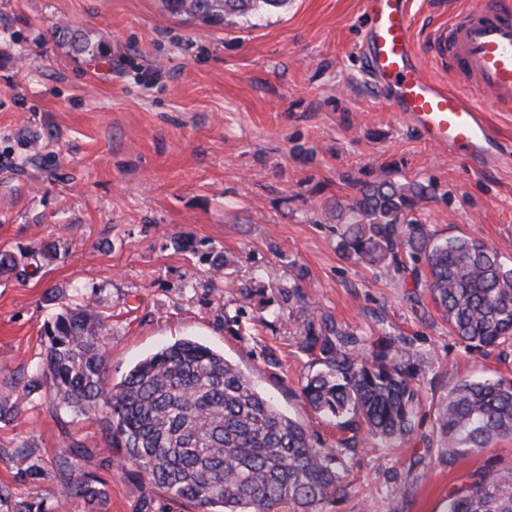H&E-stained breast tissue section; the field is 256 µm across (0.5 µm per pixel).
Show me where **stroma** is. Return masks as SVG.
<instances>
[{
  "label": "stroma",
  "mask_w": 512,
  "mask_h": 512,
  "mask_svg": "<svg viewBox=\"0 0 512 512\" xmlns=\"http://www.w3.org/2000/svg\"><path fill=\"white\" fill-rule=\"evenodd\" d=\"M365 25L363 0H288L222 28L161 0H0V252L57 247L36 277L0 276V400L20 408L0 420V512H89L72 493L89 466L102 512H197L115 469L101 421L51 408L45 328L77 297L105 319L109 384L193 339L327 446L335 421L300 397L323 369L304 336L338 326L408 351L413 432L344 455L347 491L321 512H444L470 474L512 467V436L451 461L435 428L449 385L512 379V346L485 354L450 333L423 262L341 247L363 184L417 182L429 193L413 217L434 239H478L512 263V168L478 169L392 112L353 52ZM59 27L101 59L73 53ZM71 448L89 464L62 480L54 462Z\"/></svg>",
  "instance_id": "1"
}]
</instances>
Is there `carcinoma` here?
<instances>
[{
	"instance_id": "cac0c4a2",
	"label": "carcinoma",
	"mask_w": 512,
	"mask_h": 512,
	"mask_svg": "<svg viewBox=\"0 0 512 512\" xmlns=\"http://www.w3.org/2000/svg\"><path fill=\"white\" fill-rule=\"evenodd\" d=\"M167 12L219 26L234 18L259 19L288 0H162ZM71 49L92 61L99 45L63 33ZM426 188L393 182L366 184L347 208L342 247L368 262L401 253L425 263L426 283L449 328L468 346L492 351L512 345V266L481 240L435 242L424 225L404 221ZM57 254L46 244L32 254L0 253V274L26 279L36 258ZM105 319L91 304L63 307L45 329L41 374L56 409L102 416L109 446L123 454L116 467L133 470L172 497L203 512H274L283 501L295 512H318L346 491L341 462L295 419L263 395L224 354L192 340L160 348L138 361L125 379L109 385ZM302 349L326 366L306 379L302 395L316 413L352 432L339 441L410 435L420 401L405 352L390 345L357 346L341 328L306 336ZM435 425L448 461L512 434V380L463 381L448 387ZM82 460L73 449L56 462L63 477ZM93 472L74 496L93 512L105 505ZM446 512H512V468L476 472L448 493Z\"/></svg>"
}]
</instances>
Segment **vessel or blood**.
<instances>
[{"label":"vessel or blood","instance_id":"obj_1","mask_svg":"<svg viewBox=\"0 0 512 512\" xmlns=\"http://www.w3.org/2000/svg\"><path fill=\"white\" fill-rule=\"evenodd\" d=\"M364 6L368 25L354 50L390 109L435 146L485 168L512 164V150L475 99L481 92L498 108L512 107V0H477L423 43L410 0H364ZM428 53L458 75L456 88L426 74Z\"/></svg>","mask_w":512,"mask_h":512}]
</instances>
